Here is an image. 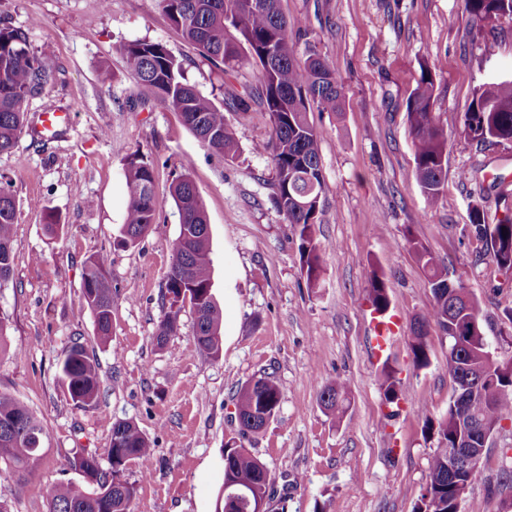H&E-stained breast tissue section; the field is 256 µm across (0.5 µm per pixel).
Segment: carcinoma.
<instances>
[{"instance_id": "obj_1", "label": "carcinoma", "mask_w": 512, "mask_h": 512, "mask_svg": "<svg viewBox=\"0 0 512 512\" xmlns=\"http://www.w3.org/2000/svg\"><path fill=\"white\" fill-rule=\"evenodd\" d=\"M169 21L193 44L199 55L231 76L243 65L256 69L257 84L232 92V108L243 114L259 104L268 112L271 133L255 146L269 160L275 207L288 223L299 227V252L309 287L318 285L321 257L311 228L321 223L325 181L317 132L307 114L313 110L339 112L345 98L343 85L329 62L312 45L305 59L296 57L295 42L303 37L296 19H288L280 0H159ZM512 18V0H463L462 17L470 22L492 18ZM133 84L140 94L158 100L178 113L200 145L208 151L233 158L238 152L234 132L224 117V107L203 95L184 76L182 63L161 42L133 41L121 46ZM50 74L30 47L29 32L0 23V153L11 151L27 127L25 103L43 94ZM434 78L431 67L420 64L417 85L407 101V117L412 134L416 179L431 202L443 195L448 173V133L440 125L434 109ZM462 134L482 145L488 142L512 146V78L492 77L474 91L462 116ZM128 193L125 223L118 242L134 247L155 223L158 201L154 193V167L136 151L124 164ZM170 194L180 216L179 234L166 276V292L183 289L195 315L192 350L217 359L223 350L221 328L224 314L212 296L210 236L207 214L194 182L187 176L175 180ZM18 209L10 189L0 186V284L13 273V229ZM471 225L480 239L493 244V262L498 271L512 270V216L495 224L475 205ZM427 275L434 303L413 328L411 352L417 368L429 365L428 327L436 325L454 339L456 357L448 361V379L454 383L468 372L484 367L482 354L468 345L464 330L480 317L478 301L463 303L460 289L449 286L448 267L415 239H408ZM82 295L94 315L96 334L107 342L112 332V283L107 259L90 257L84 266ZM373 311L381 316L390 301L383 275L373 272L370 280ZM180 311H168L161 320L157 342L162 344L179 329ZM66 392L75 406L96 403L100 390L99 366L83 347H71L59 366ZM379 388L386 403L399 400L398 382L393 372L383 369ZM319 400L325 411L338 418L347 410L348 387L341 380L320 386ZM281 401L278 384L261 375L240 386L235 395L238 437L224 445V485L245 496H269L275 512H287L288 496L277 494L274 480L264 463L244 448L239 440L259 432L275 416ZM448 401V411L437 420L425 418V427L436 436L437 447L429 463L422 505L427 512H450L455 491L448 474V449L459 435L460 411ZM465 411L475 417L499 421L512 417V372L496 375L470 394ZM43 428L30 409L15 397L0 393V461L9 462L23 475L39 464V451L29 440ZM155 448L130 421H115L111 427L108 461L112 479L103 476L98 458L78 454L70 465L90 482L95 492L86 494L68 485H52L44 490L49 512H131L135 485L124 479L131 463L147 465Z\"/></svg>"}]
</instances>
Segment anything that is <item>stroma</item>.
Wrapping results in <instances>:
<instances>
[{"instance_id": "obj_1", "label": "stroma", "mask_w": 512, "mask_h": 512, "mask_svg": "<svg viewBox=\"0 0 512 512\" xmlns=\"http://www.w3.org/2000/svg\"><path fill=\"white\" fill-rule=\"evenodd\" d=\"M299 18L345 86L341 111L309 113L320 138L326 184L321 224L313 228L322 261L308 287L299 231L272 200V172L256 143L270 135L263 110H225L235 131V158L207 153L179 114L154 98H136L121 44L164 43L186 79L223 102L234 78L203 60L169 22L158 0H0V17L29 29L30 44L51 70L42 96L25 110L37 121L44 101L70 115L53 139L23 133L0 153V179L19 209L14 269L0 284V392L25 403L43 426V460L22 476L0 461V502L9 512H49L46 486L71 483L91 493L69 461L78 453L107 463L110 428L128 420L155 448L150 475L139 465L124 477L136 487L132 512H214L224 484V445L235 436L233 395L258 372L281 390L275 417L244 446L288 493V512H415L437 446L425 418L448 410V344L429 327L428 367L413 364L412 327L433 305L426 274L411 248L419 241L447 265L481 307L480 325L494 347L512 355V278L498 273L489 242L477 240L472 206L489 223L512 213V148L482 146L461 133L475 88L512 72V19L477 25L461 20L462 0H282ZM434 72V107L448 131L445 195L428 202L416 182L407 100L420 63ZM113 74L100 84V69ZM155 163L156 222L133 248L115 243L128 196L124 163L133 152ZM189 175L207 213L212 293L226 320L223 352L191 353L193 316L165 344L156 332L168 310L162 298L179 216L172 182ZM58 216L49 234L47 213ZM103 254L112 282V335L96 336L82 298L86 260ZM382 272L390 313L400 325L386 349L371 346L373 272ZM99 362L96 404L68 397L58 363L73 345ZM400 380L390 414L378 386L383 362ZM345 381L351 405L342 418L319 404V385ZM427 416H419L418 405ZM512 475V421L496 426L461 512H502L501 478Z\"/></svg>"}]
</instances>
